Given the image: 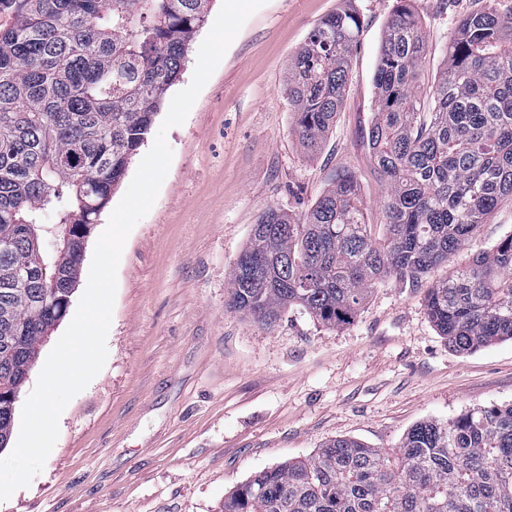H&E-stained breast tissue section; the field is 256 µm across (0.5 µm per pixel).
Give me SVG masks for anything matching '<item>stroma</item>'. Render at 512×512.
Listing matches in <instances>:
<instances>
[{
	"mask_svg": "<svg viewBox=\"0 0 512 512\" xmlns=\"http://www.w3.org/2000/svg\"><path fill=\"white\" fill-rule=\"evenodd\" d=\"M343 0H267L244 24L182 125L172 162L117 269L102 371L59 419L28 487L0 512H222L255 473L344 437L395 451L420 421L512 403V341L448 346L425 287L376 285L350 324L329 328L291 307L266 327L225 305L229 273L268 207L304 213L350 171L372 223L383 188L367 135L374 74L395 0H355L363 17L345 102L316 152L299 143L284 92L288 63ZM427 41L420 82L445 64L453 21L481 0H415ZM512 234L499 206L455 255L471 262Z\"/></svg>",
	"mask_w": 512,
	"mask_h": 512,
	"instance_id": "obj_1",
	"label": "stroma"
}]
</instances>
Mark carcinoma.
Here are the masks:
<instances>
[{"label":"carcinoma","mask_w":512,"mask_h":512,"mask_svg":"<svg viewBox=\"0 0 512 512\" xmlns=\"http://www.w3.org/2000/svg\"><path fill=\"white\" fill-rule=\"evenodd\" d=\"M211 0H0V449L14 394L46 328L67 314L90 232L151 132ZM361 14L322 19L294 53L293 131L318 148L342 108ZM428 42L414 0L383 32L368 146L384 190L369 222L359 179L340 176L304 214L266 209L252 226L227 305L270 326L303 308L350 323L376 284L418 283L448 345L512 340V234L465 266L453 257L512 201V15L495 0L460 17L428 92ZM223 512H512V404L425 420L390 454L337 438L264 469Z\"/></svg>","instance_id":"carcinoma-1"}]
</instances>
